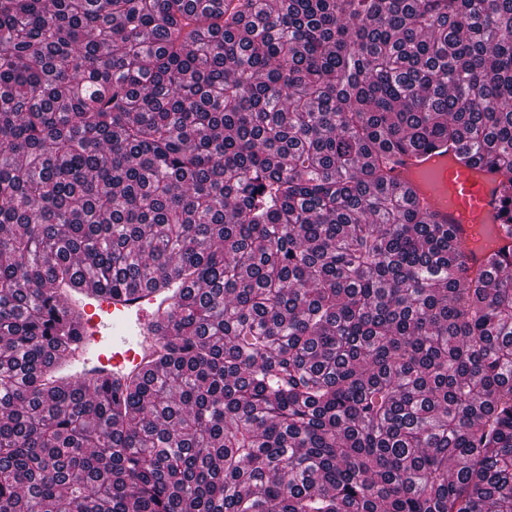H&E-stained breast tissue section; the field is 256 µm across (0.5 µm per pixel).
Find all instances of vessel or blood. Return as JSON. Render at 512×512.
Returning <instances> with one entry per match:
<instances>
[{"mask_svg":"<svg viewBox=\"0 0 512 512\" xmlns=\"http://www.w3.org/2000/svg\"><path fill=\"white\" fill-rule=\"evenodd\" d=\"M437 156L434 150L403 155L391 185L424 201L434 223L454 225L459 242L467 248L471 267H482L486 254L473 248L472 241L477 218L496 209L493 176L485 170L477 173L466 165L453 164L447 174V194L435 197L419 182L418 175L432 167ZM63 299L77 313V357L61 360L57 367L72 376H106L138 367L158 344L148 332L147 318L150 313L164 312L172 302L170 296L146 288L131 295L115 294L93 283L64 293Z\"/></svg>","mask_w":512,"mask_h":512,"instance_id":"b4317fda","label":"vessel or blood"}]
</instances>
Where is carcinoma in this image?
<instances>
[{
	"mask_svg": "<svg viewBox=\"0 0 512 512\" xmlns=\"http://www.w3.org/2000/svg\"><path fill=\"white\" fill-rule=\"evenodd\" d=\"M438 144L512 237V0H0V512H512V248L389 187ZM174 279L46 376L59 289ZM62 299L78 314L77 363L64 359L55 365L56 371L66 369L68 378L113 377L127 368L136 369L159 342L148 333L146 319L151 312L163 313L173 302L170 296L148 288L133 295L115 294L93 283L65 292Z\"/></svg>",
	"mask_w": 512,
	"mask_h": 512,
	"instance_id": "obj_1",
	"label": "carcinoma"
}]
</instances>
